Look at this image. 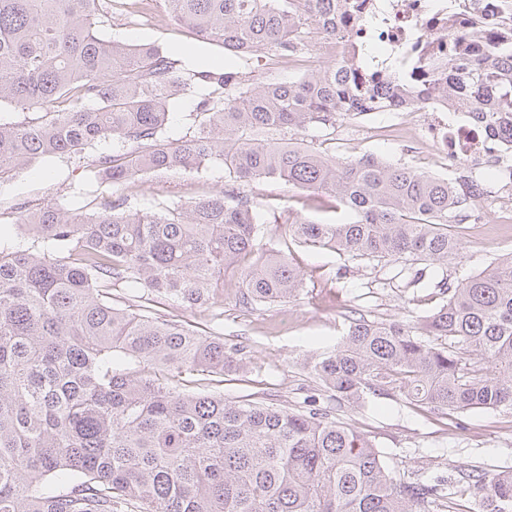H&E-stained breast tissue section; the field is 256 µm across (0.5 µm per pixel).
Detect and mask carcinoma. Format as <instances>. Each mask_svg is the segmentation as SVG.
Returning a JSON list of instances; mask_svg holds the SVG:
<instances>
[{
    "instance_id": "obj_1",
    "label": "carcinoma",
    "mask_w": 512,
    "mask_h": 512,
    "mask_svg": "<svg viewBox=\"0 0 512 512\" xmlns=\"http://www.w3.org/2000/svg\"><path fill=\"white\" fill-rule=\"evenodd\" d=\"M201 39L245 59L294 58L345 31L350 0H163ZM106 0H0V183L32 162L91 157L97 195L19 203L17 229L38 248H0V512H512V470L457 467L444 479L398 481L370 436L321 408L224 398V376L252 365L246 347L148 309L224 304V274H240L239 304L286 303L304 274L288 242L351 260L461 265L452 224L479 218L487 180L461 164L454 178L372 154L340 161L305 144L351 112L416 102L389 72L360 84L361 58L336 60L291 83L201 68L155 44L107 39ZM448 45L474 53L437 71L455 107L488 125L512 178V41L473 28ZM203 90L180 139L167 134L175 97ZM224 164L227 189L144 210L118 189L137 177ZM279 179L336 201L348 222L284 220L268 232L235 185ZM422 326L348 318L330 351L307 363L338 403L399 394L449 415L512 412V253L453 283ZM138 288L121 306L113 291ZM470 493L472 508L455 499Z\"/></svg>"
}]
</instances>
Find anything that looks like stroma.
I'll return each mask as SVG.
<instances>
[{"mask_svg": "<svg viewBox=\"0 0 512 512\" xmlns=\"http://www.w3.org/2000/svg\"><path fill=\"white\" fill-rule=\"evenodd\" d=\"M104 35L129 43L152 42L173 49L192 68H241L264 82H293L304 73L301 61L279 66L263 56L247 62L229 56L222 47L198 42L178 21L168 15L142 23L126 16L120 0H113L112 19ZM431 121L427 112H364L337 118L332 140L312 138L315 148L340 160L366 153L388 162L413 167L440 177L448 169L427 163L431 148L423 140L405 138L400 128L424 130ZM89 183L86 159L76 156L38 160L0 185V239L19 241L30 247V239H17L13 229L15 204L52 201L65 188ZM225 188L224 167L209 166L201 172L174 171L146 174L128 188L140 208L152 207L164 198H203ZM241 194L251 197L266 216L278 220H312L332 224L337 219L335 203L276 179L241 183ZM512 204V184L498 179L479 204L482 218L476 226L460 225L463 264L478 272L500 255L512 252V223L499 221L501 208ZM295 263L304 273L300 294L286 303L257 308L239 305L234 299L237 276L224 278V305L219 309L189 311L163 299L153 300L152 310L190 324L206 333L221 334L228 343L250 351L253 366L244 374L226 376L224 396L262 404L296 405L305 396H316L321 406L331 400L303 367L306 358L331 349L341 334L347 316L416 321L440 303L431 285L432 270L424 268L420 284L409 286L411 270L400 264L350 262L345 276H337L339 256L291 244ZM341 416L357 430L375 439L385 461L398 478L409 480L421 468L453 472L455 466H475L494 473L512 469V413L473 409L438 415L406 404L401 396L371 395L365 405L340 409Z\"/></svg>", "mask_w": 512, "mask_h": 512, "instance_id": "35a3bbf8", "label": "stroma"}]
</instances>
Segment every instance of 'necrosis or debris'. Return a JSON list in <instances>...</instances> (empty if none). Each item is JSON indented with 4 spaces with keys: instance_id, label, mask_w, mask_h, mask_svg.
<instances>
[{
    "instance_id": "obj_1",
    "label": "necrosis or debris",
    "mask_w": 512,
    "mask_h": 512,
    "mask_svg": "<svg viewBox=\"0 0 512 512\" xmlns=\"http://www.w3.org/2000/svg\"><path fill=\"white\" fill-rule=\"evenodd\" d=\"M366 6L375 16L376 26L354 18L347 24V34L321 44L322 54L338 58L372 44L382 46L386 59L380 60L377 68L357 69L355 75L361 81L379 80L391 65L407 67L411 75L421 76L430 62L447 55L444 34L450 26L476 22L489 41L512 30V0H366ZM415 109L434 116L428 133L439 162L470 159L480 164L490 157V128L471 120H444L449 101L438 85L423 82Z\"/></svg>"
}]
</instances>
